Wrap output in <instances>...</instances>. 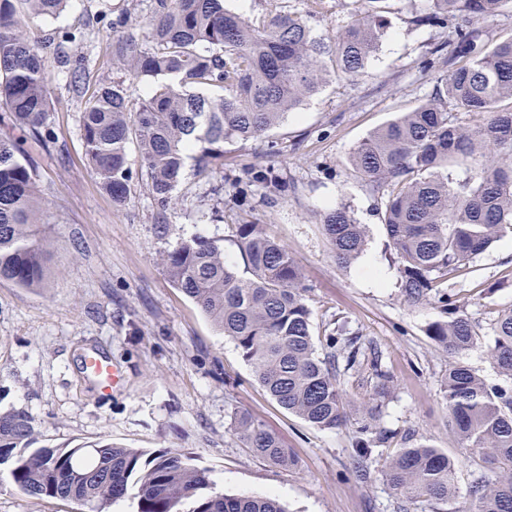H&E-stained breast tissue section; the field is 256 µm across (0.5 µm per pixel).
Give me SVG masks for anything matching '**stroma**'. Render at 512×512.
Masks as SVG:
<instances>
[{
  "label": "stroma",
  "instance_id": "obj_1",
  "mask_svg": "<svg viewBox=\"0 0 512 512\" xmlns=\"http://www.w3.org/2000/svg\"><path fill=\"white\" fill-rule=\"evenodd\" d=\"M387 7L389 28L366 75L328 77L317 95L265 137L225 142V170L263 169L270 181H229L216 198L209 193L211 175L189 169L175 204L163 212L141 176L137 149L128 151L131 192L119 208L93 173L82 141V110L98 85L123 82L134 104L151 89L112 64L118 36L112 20L122 12L139 15L141 0H69L59 16L26 18L28 30L58 35L48 55L50 138L24 143L51 218L43 284L24 288L0 280V409L34 417L36 447L109 441L170 448L208 468L217 491L271 496L288 512H433L389 489L380 476L382 462L360 479L357 415L340 428L320 430L279 407L234 342L165 274L162 252L193 235L224 239L226 258L243 268L232 237L245 219L265 225L298 264L319 352H326L333 327L354 339L357 362L340 374L347 400H373L379 380L371 359L381 354L390 386L379 420L385 455L412 435L459 458V493L445 512H468L471 476L443 387L449 357L426 333L446 315L434 298L405 301L382 204L349 163L375 130L434 94L435 74L420 62L444 35L417 21L429 0H387ZM62 56L82 58L81 90L58 66ZM336 206L366 229L363 252L346 265L337 263L323 231L326 212ZM447 288L479 335L462 362L487 383H502L490 349L499 312L512 306V235L449 276ZM94 352L124 368L123 390L100 391L84 376L82 360ZM242 412L282 439L297 468L275 466L245 447L232 431ZM0 512L80 508L5 484Z\"/></svg>",
  "mask_w": 512,
  "mask_h": 512
}]
</instances>
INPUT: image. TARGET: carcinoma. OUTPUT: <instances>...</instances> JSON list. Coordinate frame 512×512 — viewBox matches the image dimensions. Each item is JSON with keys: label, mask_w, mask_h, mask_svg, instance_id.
<instances>
[{"label": "carcinoma", "mask_w": 512, "mask_h": 512, "mask_svg": "<svg viewBox=\"0 0 512 512\" xmlns=\"http://www.w3.org/2000/svg\"><path fill=\"white\" fill-rule=\"evenodd\" d=\"M68 0H0V103L21 134L49 137L48 60L18 17L54 16ZM336 30L316 37L313 15H295L278 0L251 17L224 0H149L141 21L146 44L131 33L115 42L113 64L152 89L134 109L123 84L101 86L82 111L85 154L112 202L123 206L132 173L128 144L138 145L142 176L165 209L192 161L198 170L224 167V142L256 140L318 93L332 71L359 76L367 70L387 26L381 3ZM509 0H430L424 22L439 30L457 20L451 38L423 61L437 69L435 97L374 131L350 162L369 191L383 199L382 223L400 261V288L419 302L448 275L469 265L504 233L512 232V35L480 43L481 25ZM205 87L221 94L206 96ZM480 121L456 124L452 111ZM476 161L462 180L448 167ZM50 214L41 202L36 168L20 138H0V279L39 286L46 275L42 234ZM324 231L340 264L362 251L363 225L343 207L330 210ZM244 277L224 255V239L194 236L162 253L173 283L241 351L268 395L313 427L347 422L336 352L356 362L353 342L330 337L319 354L301 274L288 248L260 224L239 223L233 239ZM437 301L448 319L428 336L455 361L448 364L445 393L453 433L470 449L474 512H512V307L498 317L490 355L503 385H488L456 357L477 341L468 315L446 291ZM366 408L358 426V469L380 442ZM235 434L259 457L288 469L296 459L279 437L245 413ZM33 418L23 410L0 411V483L32 497L73 500L89 512H111L129 495L137 512H287L268 496L215 491L207 469L169 448L142 450L101 442L92 448H33ZM458 462L419 443L400 448L381 470L383 482L409 502L438 507L457 495Z\"/></svg>", "instance_id": "carcinoma-1"}]
</instances>
